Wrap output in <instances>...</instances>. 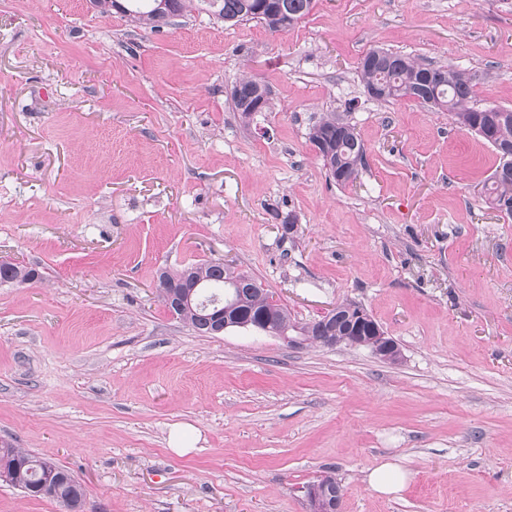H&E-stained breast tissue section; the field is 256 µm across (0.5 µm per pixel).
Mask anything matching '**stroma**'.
Returning a JSON list of instances; mask_svg holds the SVG:
<instances>
[{
    "label": "stroma",
    "instance_id": "stroma-1",
    "mask_svg": "<svg viewBox=\"0 0 512 512\" xmlns=\"http://www.w3.org/2000/svg\"><path fill=\"white\" fill-rule=\"evenodd\" d=\"M372 48L474 74L512 109V0H315L293 28L206 0L150 30L91 0H0V444L68 470L85 512H512V216L498 159L447 113L371 100ZM243 74L275 108L241 120ZM347 114L366 152L328 177L308 139ZM229 261L292 319L362 306L402 352L201 336L158 268ZM188 426L191 451L173 452ZM411 476L383 496L380 463ZM42 280V273L36 268L11 261H0V283L26 284L27 281ZM307 498L313 511L337 512L339 511L340 488L336 490L326 489L322 484L316 483L308 486ZM323 503L324 509H318V504Z\"/></svg>",
    "mask_w": 512,
    "mask_h": 512
}]
</instances>
